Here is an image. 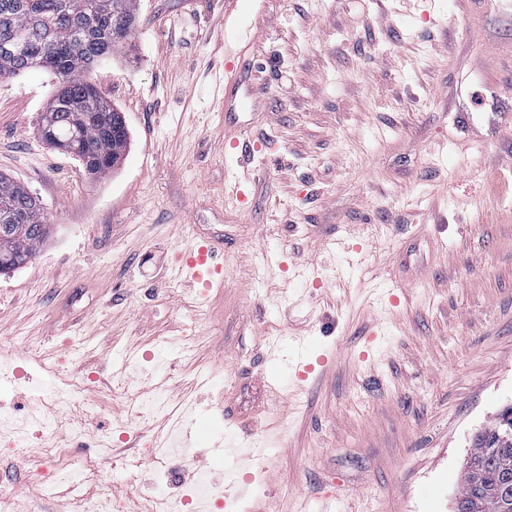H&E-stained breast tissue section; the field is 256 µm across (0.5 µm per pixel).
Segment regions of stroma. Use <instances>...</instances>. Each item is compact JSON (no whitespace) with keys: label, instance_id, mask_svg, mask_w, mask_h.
I'll use <instances>...</instances> for the list:
<instances>
[{"label":"stroma","instance_id":"stroma-1","mask_svg":"<svg viewBox=\"0 0 512 512\" xmlns=\"http://www.w3.org/2000/svg\"><path fill=\"white\" fill-rule=\"evenodd\" d=\"M232 49L256 61L238 132L217 106ZM92 79L130 134L95 182L41 138L53 74L0 79V173L52 226L0 273V344L26 373L0 414L28 418L27 448L102 458L123 512L203 481L244 512H453L474 432L512 404V116L493 98L512 96V0H138ZM196 242L224 266L207 288L172 273ZM187 424L162 484L152 457ZM31 479L0 440L13 512H65L67 487L36 499Z\"/></svg>","mask_w":512,"mask_h":512}]
</instances>
